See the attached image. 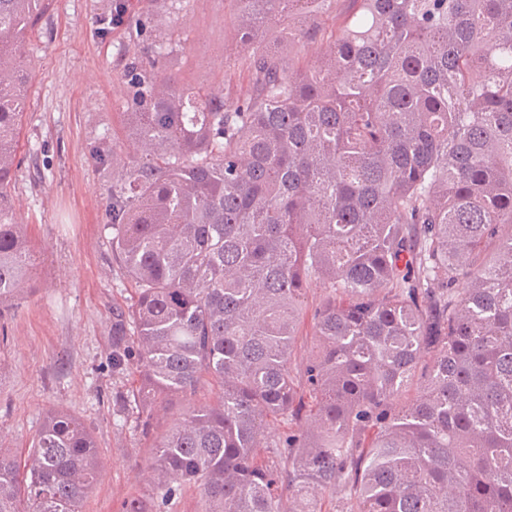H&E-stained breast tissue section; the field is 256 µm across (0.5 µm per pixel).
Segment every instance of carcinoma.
<instances>
[{
    "instance_id": "obj_1",
    "label": "carcinoma",
    "mask_w": 512,
    "mask_h": 512,
    "mask_svg": "<svg viewBox=\"0 0 512 512\" xmlns=\"http://www.w3.org/2000/svg\"><path fill=\"white\" fill-rule=\"evenodd\" d=\"M45 2L0 0V310L34 280L5 197ZM231 2L244 49L286 15L325 55H246L235 101L127 63L137 150L105 227L134 296L112 368L144 423L186 405L152 496L120 512H172L191 484L200 512H512V0H353L331 29L335 0ZM271 415L288 434L260 457ZM30 448H0V512H80L85 425L50 410Z\"/></svg>"
}]
</instances>
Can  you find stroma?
Returning a JSON list of instances; mask_svg holds the SVG:
<instances>
[{
	"mask_svg": "<svg viewBox=\"0 0 512 512\" xmlns=\"http://www.w3.org/2000/svg\"><path fill=\"white\" fill-rule=\"evenodd\" d=\"M110 6L50 0L25 45L32 77L10 202L35 248V286L0 316L8 336L0 345V445L25 458L48 411L77 417L104 464L82 512H118L126 498L149 494L146 451L183 407L171 400L143 428L127 400L132 373L110 365L112 314L134 294L104 228L113 172L135 153L123 115L125 63L143 59L199 89H251L230 0H130L139 28L103 26ZM160 43L172 52L157 55ZM102 138L123 146L110 169L93 157Z\"/></svg>",
	"mask_w": 512,
	"mask_h": 512,
	"instance_id": "obj_1",
	"label": "stroma"
}]
</instances>
